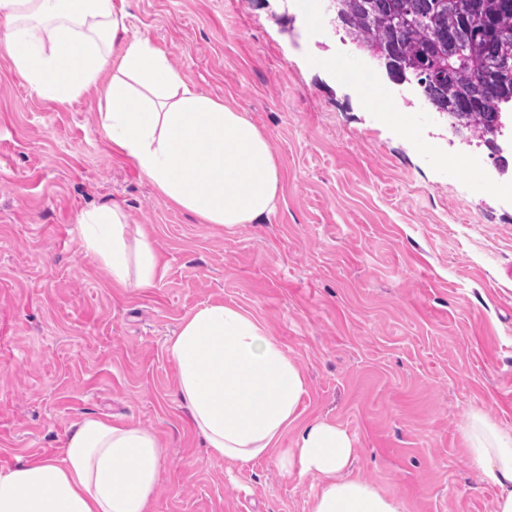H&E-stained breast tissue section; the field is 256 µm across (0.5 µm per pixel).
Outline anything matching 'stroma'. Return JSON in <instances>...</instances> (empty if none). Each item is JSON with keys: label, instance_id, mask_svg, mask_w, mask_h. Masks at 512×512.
Returning <instances> with one entry per match:
<instances>
[{"label": "stroma", "instance_id": "1", "mask_svg": "<svg viewBox=\"0 0 512 512\" xmlns=\"http://www.w3.org/2000/svg\"><path fill=\"white\" fill-rule=\"evenodd\" d=\"M124 6L174 67L248 114L282 193L260 222L201 223L113 153L102 91L43 100L0 49V467L61 456L93 415L159 438L153 512H309L318 480L278 465L295 430L278 454L231 465L180 405L168 341L224 302L299 364L300 417L346 431L351 476L402 512H495L465 437L476 413L512 436V197L495 189L489 149L381 69L368 87L328 67L356 58L333 12L318 34L295 0ZM375 87L423 129L370 106ZM465 148L480 172L445 175ZM115 202L153 243V287H113L84 250L80 214Z\"/></svg>", "mask_w": 512, "mask_h": 512}]
</instances>
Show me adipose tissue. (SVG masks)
Masks as SVG:
<instances>
[{
	"label": "adipose tissue",
	"mask_w": 512,
	"mask_h": 512,
	"mask_svg": "<svg viewBox=\"0 0 512 512\" xmlns=\"http://www.w3.org/2000/svg\"><path fill=\"white\" fill-rule=\"evenodd\" d=\"M0 46L38 97L67 102L104 90L99 124L112 149L177 208L221 226L272 214L281 171L246 112L201 91L114 0H0ZM88 253L120 288L152 287L158 264L146 233L128 240L120 206L83 211ZM180 400L213 456L247 463L272 453L289 426L285 472L321 482L310 512H400L376 487L347 477L354 448L344 430L300 422L307 381L254 314L210 303L168 341ZM473 464L512 512V438L482 416L466 432ZM156 436L133 424L85 416L59 458L0 469V512H151L161 473Z\"/></svg>",
	"instance_id": "obj_1"
}]
</instances>
